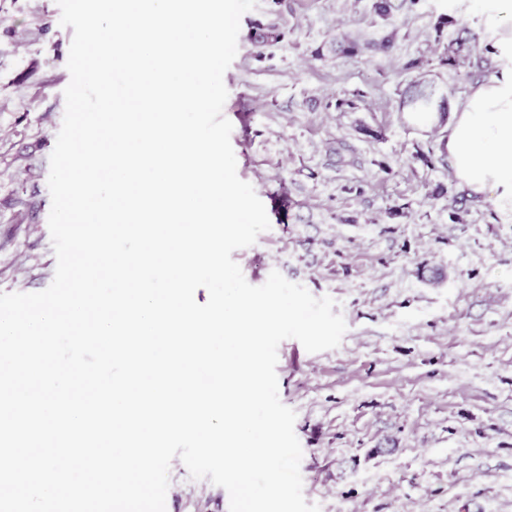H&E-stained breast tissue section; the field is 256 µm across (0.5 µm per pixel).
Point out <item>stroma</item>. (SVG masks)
<instances>
[{"label": "stroma", "instance_id": "stroma-1", "mask_svg": "<svg viewBox=\"0 0 512 512\" xmlns=\"http://www.w3.org/2000/svg\"><path fill=\"white\" fill-rule=\"evenodd\" d=\"M374 0H258L224 75L239 178L271 227L233 252L330 296L347 331L278 347L303 495L321 512H512V214L452 175L440 129L400 110L408 83L448 103L507 67L470 0H417L385 23ZM56 0H0V292L52 282L49 159L73 30ZM479 49L446 62L460 27ZM392 48L336 54V36ZM277 29L279 42H255ZM167 512H229L227 491L173 459Z\"/></svg>", "mask_w": 512, "mask_h": 512}]
</instances>
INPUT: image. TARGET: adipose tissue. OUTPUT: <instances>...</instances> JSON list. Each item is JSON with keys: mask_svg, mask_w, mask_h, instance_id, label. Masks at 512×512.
Returning <instances> with one entry per match:
<instances>
[{"mask_svg": "<svg viewBox=\"0 0 512 512\" xmlns=\"http://www.w3.org/2000/svg\"><path fill=\"white\" fill-rule=\"evenodd\" d=\"M502 55L512 58V0H471ZM443 150L471 194L512 207V69L473 86L451 108Z\"/></svg>", "mask_w": 512, "mask_h": 512, "instance_id": "obj_1", "label": "adipose tissue"}]
</instances>
